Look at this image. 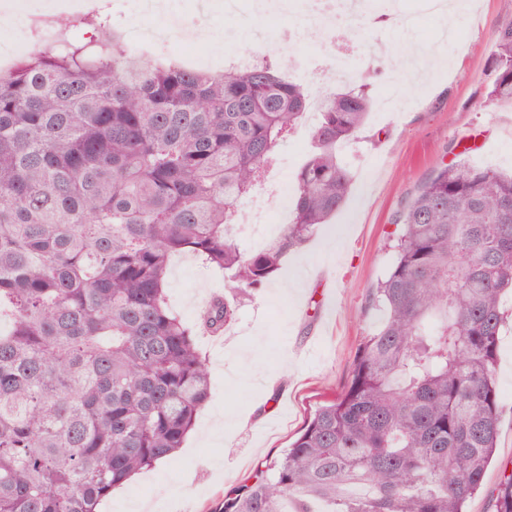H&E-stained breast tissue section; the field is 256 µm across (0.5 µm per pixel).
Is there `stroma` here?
Masks as SVG:
<instances>
[{"label": "stroma", "mask_w": 512, "mask_h": 512, "mask_svg": "<svg viewBox=\"0 0 512 512\" xmlns=\"http://www.w3.org/2000/svg\"><path fill=\"white\" fill-rule=\"evenodd\" d=\"M414 15V67L392 69L384 53L356 56L357 68L376 73L375 102L365 127L340 153L353 183L346 204L312 238L289 253L279 273L250 293L223 273L184 255L173 259L168 299L185 321L196 322L205 302L237 298V317L220 336L198 344L209 361L211 396L194 430L168 461L141 470L105 498L99 512H213L226 490L252 475L257 462L276 456L302 428L309 411L342 393L361 336L381 313L369 292L391 261L392 219L439 167L455 162V144L469 147L476 167L512 171V106L490 105L491 32L512 22V0H478L462 17L459 42L440 40L438 18L422 0H387L383 14L361 20L365 42L386 51L406 43L395 11ZM253 11L238 0L237 16ZM208 21L187 29L181 46H206L217 59L249 50L230 30L237 16L209 9ZM335 294L338 325L322 330V300ZM497 388L504 403L496 462L468 512H493L490 492L500 464L512 462V328L500 342Z\"/></svg>", "instance_id": "stroma-1"}]
</instances>
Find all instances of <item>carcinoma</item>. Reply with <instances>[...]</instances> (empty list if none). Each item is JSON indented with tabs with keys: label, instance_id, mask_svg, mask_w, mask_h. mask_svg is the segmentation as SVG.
Here are the masks:
<instances>
[{
	"label": "carcinoma",
	"instance_id": "cac0c4a2",
	"mask_svg": "<svg viewBox=\"0 0 512 512\" xmlns=\"http://www.w3.org/2000/svg\"><path fill=\"white\" fill-rule=\"evenodd\" d=\"M62 45L0 75V512H97L174 456L210 396L198 328L166 298L191 254L255 290L346 202L337 148L364 127L370 72L324 94L284 234L255 253L229 233L242 199L311 103L276 58L215 73L135 55L107 14L63 17ZM71 31H83L80 41ZM486 102L512 105V25L493 32ZM343 394L214 512H465L497 448L495 379L512 289V175L437 169L398 211ZM495 512H512L501 467Z\"/></svg>",
	"mask_w": 512,
	"mask_h": 512
}]
</instances>
